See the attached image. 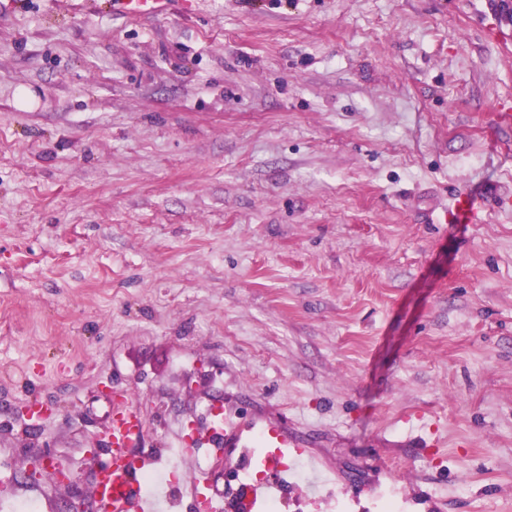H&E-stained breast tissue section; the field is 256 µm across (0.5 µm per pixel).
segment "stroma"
<instances>
[{
	"label": "stroma",
	"mask_w": 512,
	"mask_h": 512,
	"mask_svg": "<svg viewBox=\"0 0 512 512\" xmlns=\"http://www.w3.org/2000/svg\"><path fill=\"white\" fill-rule=\"evenodd\" d=\"M500 195L512 0H0V469L90 497L124 388L144 454L279 420L281 512H512ZM110 7L116 5L121 12L132 19L157 18L162 15H168L177 7L180 12L193 13L200 9L202 0H111L108 1ZM477 209L473 200L464 193L455 196L452 206L444 210L443 224H470L476 220Z\"/></svg>",
	"instance_id": "35a3bbf8"
}]
</instances>
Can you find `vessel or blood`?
I'll return each instance as SVG.
<instances>
[{
	"label": "vessel or blood",
	"mask_w": 512,
	"mask_h": 512,
	"mask_svg": "<svg viewBox=\"0 0 512 512\" xmlns=\"http://www.w3.org/2000/svg\"><path fill=\"white\" fill-rule=\"evenodd\" d=\"M121 12L132 19H149L170 14L172 10L193 13L202 0H113ZM477 209L466 194H457L449 209L444 210L441 221L445 224H468L475 221ZM214 435L228 448H260V458H248V465L267 468L271 459L283 456L294 442L274 421L255 426L243 424L237 414L216 411ZM110 457L101 468L92 488V497L98 512H155L151 501L138 493V471L145 460L137 450L145 441L148 425L140 409L121 392L113 396L112 418L109 423ZM288 484L276 472L266 480L248 485L242 501L247 512H260L267 500L283 496Z\"/></svg>",
	"instance_id": "b4317fda"
}]
</instances>
